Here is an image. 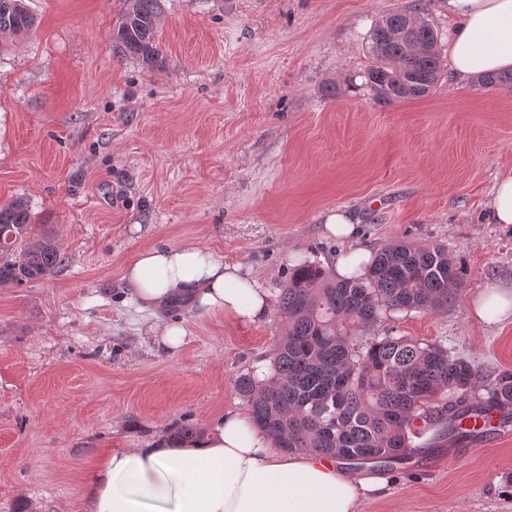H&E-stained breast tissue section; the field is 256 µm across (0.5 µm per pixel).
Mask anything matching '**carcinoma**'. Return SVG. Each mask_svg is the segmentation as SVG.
I'll return each mask as SVG.
<instances>
[{
    "label": "carcinoma",
    "mask_w": 512,
    "mask_h": 512,
    "mask_svg": "<svg viewBox=\"0 0 512 512\" xmlns=\"http://www.w3.org/2000/svg\"><path fill=\"white\" fill-rule=\"evenodd\" d=\"M160 0H127L112 30L122 56L160 58L156 28ZM36 26L25 0H0V37ZM365 85L384 105L430 96L444 70L437 33L403 12L380 16L370 32ZM477 86L512 87V72L480 74ZM31 212L22 200L0 206V287L37 280L61 264L49 234L29 235ZM466 281V270L440 244L393 242L360 278L339 280L321 265L298 259L279 291L283 335L264 377L251 370L234 381L256 426L289 452H307L348 464H403L417 444L439 447L466 438L462 423L492 403L512 411V373L484 384L480 369L444 346L406 336H378L383 315L441 312ZM205 431L175 428L186 447Z\"/></svg>",
    "instance_id": "obj_1"
}]
</instances>
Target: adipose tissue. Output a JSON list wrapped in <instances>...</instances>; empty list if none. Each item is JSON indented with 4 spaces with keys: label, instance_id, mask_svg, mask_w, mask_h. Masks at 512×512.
<instances>
[{
    "label": "adipose tissue",
    "instance_id": "1",
    "mask_svg": "<svg viewBox=\"0 0 512 512\" xmlns=\"http://www.w3.org/2000/svg\"><path fill=\"white\" fill-rule=\"evenodd\" d=\"M456 25L448 44L456 77L512 68V0H448ZM123 278L155 310L178 297L241 323L266 317L267 288L240 265L193 243L142 250ZM378 475L289 453L236 412L224 415L195 448L160 437L141 448H111L85 490L87 512H359L381 495Z\"/></svg>",
    "mask_w": 512,
    "mask_h": 512
}]
</instances>
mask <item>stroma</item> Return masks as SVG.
I'll use <instances>...</instances> for the list:
<instances>
[{"instance_id": "obj_1", "label": "stroma", "mask_w": 512, "mask_h": 512, "mask_svg": "<svg viewBox=\"0 0 512 512\" xmlns=\"http://www.w3.org/2000/svg\"><path fill=\"white\" fill-rule=\"evenodd\" d=\"M418 1L161 0L155 67L112 46L124 0H27L37 30L0 50V204L25 199L63 261L0 288V512H85L103 449L246 411L234 380L268 364L278 306L249 324L185 298L142 308L122 275L147 248L193 242L275 295L296 254L331 270L352 246L446 245L467 268L454 306L379 334L512 371V319L472 312L512 285V224L491 218L512 88L447 71L429 97L380 105L364 84L372 24ZM336 209L355 244L324 233ZM366 469L387 484L360 512H512V435Z\"/></svg>"}]
</instances>
